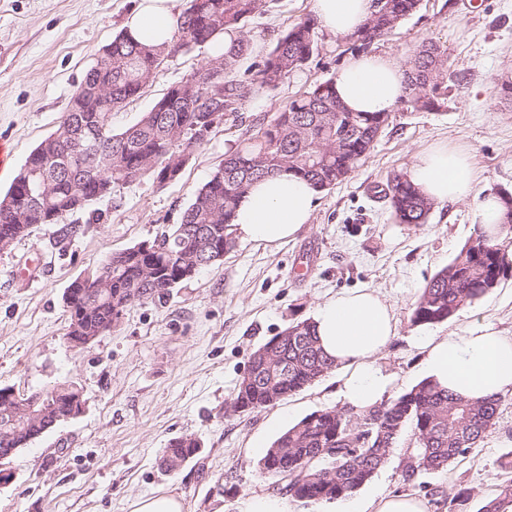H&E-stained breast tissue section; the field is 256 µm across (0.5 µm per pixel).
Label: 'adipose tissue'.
I'll use <instances>...</instances> for the list:
<instances>
[{
	"label": "adipose tissue",
	"mask_w": 512,
	"mask_h": 512,
	"mask_svg": "<svg viewBox=\"0 0 512 512\" xmlns=\"http://www.w3.org/2000/svg\"><path fill=\"white\" fill-rule=\"evenodd\" d=\"M320 28L344 37L361 27L372 0H314ZM179 18L175 0H138L125 27L138 41H170ZM405 63L387 54L352 59L335 78L339 99L355 112H389L408 93ZM408 179L436 203L466 200L475 173L464 150L438 144L418 155ZM317 190L289 172L256 181L241 200L234 228L241 238L267 245L293 239L311 223ZM316 334L338 372L337 393L343 402L367 410L383 402L393 378L377 364L397 334L391 306L376 289L362 288L320 303L314 316ZM416 346L425 372L450 393L472 401L512 394V336L472 323L460 336H421ZM341 512H431L420 498L399 493L350 498Z\"/></svg>",
	"instance_id": "adipose-tissue-1"
}]
</instances>
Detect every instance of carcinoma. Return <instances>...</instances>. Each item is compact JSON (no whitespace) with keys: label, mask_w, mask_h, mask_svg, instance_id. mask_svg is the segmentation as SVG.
<instances>
[{"label":"carcinoma","mask_w":512,"mask_h":512,"mask_svg":"<svg viewBox=\"0 0 512 512\" xmlns=\"http://www.w3.org/2000/svg\"><path fill=\"white\" fill-rule=\"evenodd\" d=\"M420 0H372V12L347 37L353 47L372 43L417 12ZM264 0H189L172 39L159 46L136 41L120 31L88 69L81 91L72 95L67 112L54 131L28 155L24 169L43 186L29 193L16 178L0 199V238L15 241L37 225L63 224L76 214L94 217L93 205L105 198L101 180L124 185L153 177L160 185L178 179L186 162L207 137L194 127L209 119L222 124L243 101L264 88H274L303 69L319 51L318 23L306 17L294 24L265 54L262 62L241 69L249 49L245 22L260 12ZM237 33L230 49L190 77L170 86L134 125L112 129V111L138 96L163 61L193 48L205 47L226 33ZM407 65L409 92L401 100L407 110L438 111L447 100V54L425 45ZM330 78L293 99L266 125L243 138L225 154L222 180L210 177L194 194L181 223L170 234L107 257L93 280L72 289L76 326L73 340L101 336L116 328L133 302L161 300L199 270L220 263L218 257L235 245L233 220L238 203L252 183L265 176L292 172L328 190L347 180L374 148L389 125V112H351L336 97ZM392 213L401 224H425L434 202L402 174H393L383 188ZM512 243L474 228V234L427 282L412 307L411 324L435 325L454 317L465 305L494 291L512 272ZM286 336L273 358L255 372L252 383L240 379L229 411L250 414L272 407L332 370L317 344L315 323L304 320L282 331ZM0 387V465L10 450L25 448L48 431L49 422L26 416L24 431L7 433L12 414L26 411L34 400L67 415L79 389L66 382L40 393L9 400ZM502 400L457 398L425 379L408 392L369 411L352 407L314 412L278 436L259 462L261 474L280 493L305 505L350 496L386 463L407 432L413 445L402 470L413 483L423 471H443L466 456L491 431ZM198 454L191 437L170 442L166 470H177ZM512 503V478L500 492L481 502L476 512H504Z\"/></svg>","instance_id":"obj_1"}]
</instances>
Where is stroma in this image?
<instances>
[{
  "mask_svg": "<svg viewBox=\"0 0 512 512\" xmlns=\"http://www.w3.org/2000/svg\"><path fill=\"white\" fill-rule=\"evenodd\" d=\"M136 0H0V144L11 152L0 168V197L29 153L56 127L87 69L123 29ZM313 0H267L243 32L255 62ZM436 44L451 63L448 102L438 112L394 109L372 152L348 180L319 192L311 224L278 246L237 240L222 262L201 270L163 301L135 302L119 325L90 346L66 333L63 297L71 283L108 256L172 232L195 190L246 131L269 121L315 84L335 77L351 58L343 39L319 36V53L279 84L248 98L214 128L179 180L117 187L96 204L98 219L71 217L76 235L33 227L0 254V387L30 394L75 383L81 414L55 425L13 457L0 484V512H131L137 497L173 493L185 512H240L252 495H274L260 474L258 443H272L303 417L338 406L336 375L251 414H227L252 353L290 323L313 318L317 305L343 291L375 288L392 305L398 333L379 364L395 379L390 398L426 376L419 336L461 333L471 321L512 336V277L450 320L410 322L412 305L431 277L472 235L483 197L512 193V0H421L418 11L374 40L371 54L409 60ZM209 48L169 58L146 89L112 114L120 131L173 84L200 69ZM436 143L466 150L476 171L472 196L435 205L424 224L398 223L377 187L406 173L416 154ZM190 435L197 458L176 473L160 467L172 439ZM512 450V395L495 425L448 470L402 480L407 445L360 487L363 495L468 490L472 506L494 496L498 461Z\"/></svg>",
  "mask_w": 512,
  "mask_h": 512,
  "instance_id": "obj_1",
  "label": "stroma"
}]
</instances>
